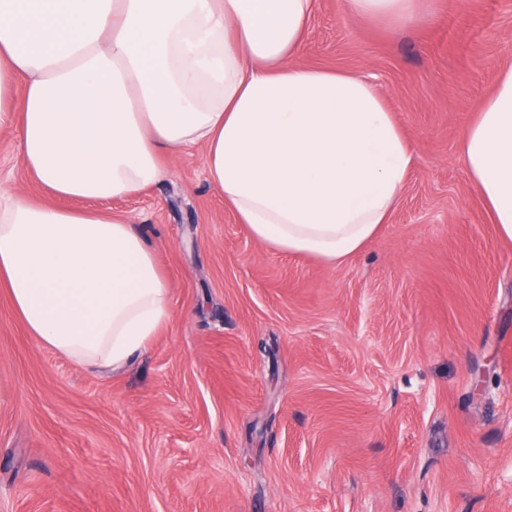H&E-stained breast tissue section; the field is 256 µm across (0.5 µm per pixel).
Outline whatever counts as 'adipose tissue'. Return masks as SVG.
Returning <instances> with one entry per match:
<instances>
[{
	"label": "adipose tissue",
	"instance_id": "ef3b65f1",
	"mask_svg": "<svg viewBox=\"0 0 512 512\" xmlns=\"http://www.w3.org/2000/svg\"><path fill=\"white\" fill-rule=\"evenodd\" d=\"M405 24L419 0H343ZM315 0H0V131L54 196L139 193L203 150L263 245L339 266L389 223L414 148L368 77L301 62ZM471 189L512 242V66L461 140ZM0 287L30 335L120 366L173 317L154 252L121 213L0 188Z\"/></svg>",
	"mask_w": 512,
	"mask_h": 512
}]
</instances>
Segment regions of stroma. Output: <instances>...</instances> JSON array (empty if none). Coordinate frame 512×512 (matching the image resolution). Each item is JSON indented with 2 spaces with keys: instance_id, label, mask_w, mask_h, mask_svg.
Returning <instances> with one entry per match:
<instances>
[{
  "instance_id": "1",
  "label": "stroma",
  "mask_w": 512,
  "mask_h": 512,
  "mask_svg": "<svg viewBox=\"0 0 512 512\" xmlns=\"http://www.w3.org/2000/svg\"><path fill=\"white\" fill-rule=\"evenodd\" d=\"M428 2L394 26L316 0L304 61L370 75L416 152L345 264L256 241L193 149L83 203L130 216L170 287L132 362L77 366L0 291V512H512V242L460 155L512 0ZM0 186L42 194L9 131Z\"/></svg>"
}]
</instances>
